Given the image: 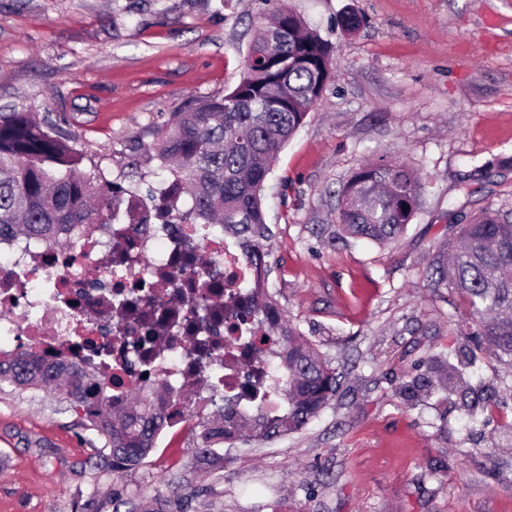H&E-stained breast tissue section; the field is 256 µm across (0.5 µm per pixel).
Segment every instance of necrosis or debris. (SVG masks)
Here are the masks:
<instances>
[{
	"instance_id": "1",
	"label": "necrosis or debris",
	"mask_w": 512,
	"mask_h": 512,
	"mask_svg": "<svg viewBox=\"0 0 512 512\" xmlns=\"http://www.w3.org/2000/svg\"><path fill=\"white\" fill-rule=\"evenodd\" d=\"M132 195L121 224H82L70 249L33 241L0 242V335L25 350L92 372L106 394L130 389L162 402L163 430L179 433L210 406L234 413L283 410L279 345L254 351L264 314L251 308L264 281L239 244L218 224H163L168 193ZM97 278H87L86 265Z\"/></svg>"
}]
</instances>
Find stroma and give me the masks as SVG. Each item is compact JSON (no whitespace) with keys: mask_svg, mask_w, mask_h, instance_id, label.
Listing matches in <instances>:
<instances>
[{"mask_svg":"<svg viewBox=\"0 0 512 512\" xmlns=\"http://www.w3.org/2000/svg\"><path fill=\"white\" fill-rule=\"evenodd\" d=\"M333 46L334 79L263 191L269 291L335 368V398L299 431L214 446L207 418L111 469L67 401L0 384V512H512V358L473 349L466 304L428 285L460 214L512 207V0H0V112H35L85 171L147 192L172 112L232 89L279 4ZM361 19L348 33L347 11ZM384 158L417 171L422 206L395 242L342 236V187ZM472 356L475 414L400 390L429 359Z\"/></svg>","mask_w":512,"mask_h":512,"instance_id":"1","label":"stroma"}]
</instances>
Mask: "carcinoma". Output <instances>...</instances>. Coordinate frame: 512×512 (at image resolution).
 <instances>
[{
    "instance_id": "carcinoma-1",
    "label": "carcinoma",
    "mask_w": 512,
    "mask_h": 512,
    "mask_svg": "<svg viewBox=\"0 0 512 512\" xmlns=\"http://www.w3.org/2000/svg\"><path fill=\"white\" fill-rule=\"evenodd\" d=\"M331 46L288 8L276 10L249 46L246 69L236 86L221 97L204 98L171 115L153 149L172 177L170 192L186 196L184 213H165L168 224H220L224 234L248 242L264 254L271 237L262 191L271 165L332 82ZM84 156L69 140L38 122L30 112L0 113V240L24 239L57 244L66 224H114L125 215L126 188L102 175L83 174ZM424 186L416 173L397 161L378 159L358 168L344 185L337 212L341 231L352 237L387 243L400 237L413 220ZM436 278L428 287L446 285L464 294L469 315L483 343L512 357V209L486 208L460 225L448 253V266L434 260ZM274 313L272 329L258 341L283 347L280 396L288 414L258 416L252 436L267 439L301 429L336 395V369L297 329L282 320L270 294L253 300ZM443 378L424 375L401 388L407 401L435 385L458 393L471 414L489 390L465 379L466 364L442 361ZM23 389L50 388L83 412L86 426L102 442L104 458L130 464L152 450L162 427V409L116 404L103 394L95 377L36 353L15 361L0 360V383ZM243 417L221 411L202 435L205 455L213 443L239 438Z\"/></svg>"
}]
</instances>
